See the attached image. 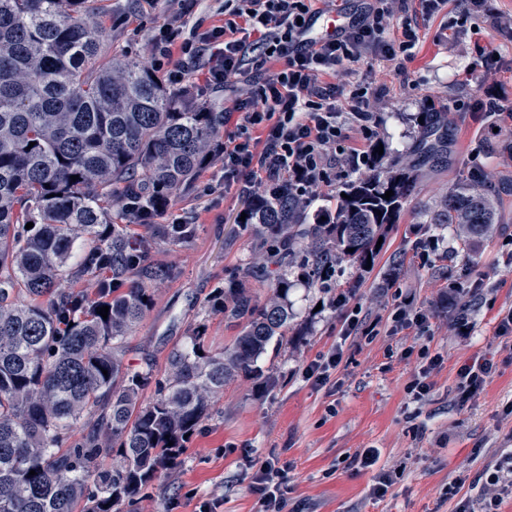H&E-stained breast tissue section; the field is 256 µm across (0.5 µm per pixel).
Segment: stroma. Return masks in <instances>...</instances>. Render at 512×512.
Wrapping results in <instances>:
<instances>
[{"instance_id": "1", "label": "stroma", "mask_w": 512, "mask_h": 512, "mask_svg": "<svg viewBox=\"0 0 512 512\" xmlns=\"http://www.w3.org/2000/svg\"><path fill=\"white\" fill-rule=\"evenodd\" d=\"M106 26L112 50L152 66L149 39L156 26L177 21L184 32L196 24H222V0H107ZM419 42L405 76L390 63L365 56L343 76L370 85V109L378 138L399 165L414 162L423 138L418 118L429 104L447 109L448 160L422 169L397 224L390 226L372 267L344 263L336 268V289L345 306L310 288L299 272L289 277L294 318L292 339L268 358L275 383L262 389L241 378L214 399V413L186 445L180 463L155 480L126 512H196L205 499L216 512H262L252 489L248 461L278 457L288 465V512H458L462 501L493 495L486 482L495 464L512 455V339L496 336L499 313L512 309V119L481 112L478 101L494 98L512 107V0H486L480 15L460 20L449 4L433 17L415 15ZM500 53L496 69L472 72L476 45ZM221 167H202L188 186L172 192L168 211L188 215L194 235L162 240L152 252L170 275L153 289L152 301L128 336L126 361L138 365L151 354L157 371L189 328L204 325L211 349L230 344L237 333L210 300L224 283L243 277L261 256L245 207L235 189L201 196L203 183H223ZM500 192L493 232L464 243L455 229L427 223L429 211L461 185ZM482 288H475V281ZM456 292V307L448 294ZM426 312L424 335L391 334V313L402 301ZM357 318L361 332L341 336L345 319ZM427 346L442 363L418 404L405 392L417 374L418 356L401 357L408 346ZM342 347L343 359L327 386L306 381L305 362ZM493 359L492 379L461 401L457 371L478 356ZM376 448L375 468L350 467L349 457ZM398 477L384 498L372 488L380 472ZM457 485L455 496L443 495Z\"/></svg>"}]
</instances>
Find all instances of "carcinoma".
Segmentation results:
<instances>
[{
  "label": "carcinoma",
  "mask_w": 512,
  "mask_h": 512,
  "mask_svg": "<svg viewBox=\"0 0 512 512\" xmlns=\"http://www.w3.org/2000/svg\"><path fill=\"white\" fill-rule=\"evenodd\" d=\"M102 2L0 0V512L132 505L178 464L224 385L271 382L261 361L288 344L297 250L310 252L304 278L314 288L331 289L342 260L366 267L416 172L448 152L443 113L422 112L434 139L419 146L417 163L385 166L388 147L373 153L370 174L348 185L335 215L309 217L282 187L251 198L245 224L265 255L248 276L270 292L224 284L214 304L237 336L213 351L200 327L190 329L160 380L150 357L136 368L125 362L149 305L143 298L168 276L152 248L178 238L172 225L150 223L153 199L193 181L224 131V112L112 52L107 27L85 22L102 15ZM499 207L495 194L460 186L426 223L480 237ZM136 224L148 234L132 233ZM107 264L114 287L94 298L55 287ZM103 306L106 318L97 314Z\"/></svg>",
  "instance_id": "1"
}]
</instances>
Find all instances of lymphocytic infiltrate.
<instances>
[{"mask_svg": "<svg viewBox=\"0 0 512 512\" xmlns=\"http://www.w3.org/2000/svg\"><path fill=\"white\" fill-rule=\"evenodd\" d=\"M332 0H224L223 25L182 38L172 23L160 25L151 39L157 65L168 68L171 84H181L188 67H198L202 84L218 88L248 76L250 90L233 104V133L216 140L211 159L224 169L225 186L250 199L259 187L286 184L303 204L319 187L331 185L341 166L358 171L368 165V151L347 145L345 124L365 142L376 136L368 110L370 89L337 84L330 77L366 55L406 72L419 41L410 17L391 25L394 0H367L352 21L327 36L309 32L314 17L331 14ZM284 60L272 72L268 62ZM348 112H341L340 102ZM253 490L265 512H284L288 469L254 458Z\"/></svg>", "mask_w": 512, "mask_h": 512, "instance_id": "1", "label": "lymphocytic infiltrate"}]
</instances>
